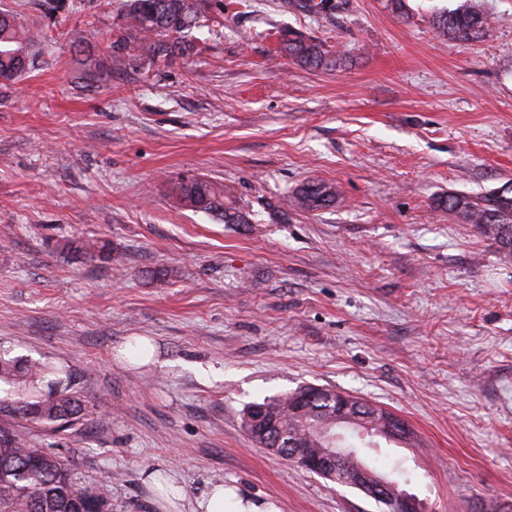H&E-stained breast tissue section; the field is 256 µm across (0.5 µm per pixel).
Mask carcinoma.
I'll use <instances>...</instances> for the list:
<instances>
[{"label": "carcinoma", "mask_w": 512, "mask_h": 512, "mask_svg": "<svg viewBox=\"0 0 512 512\" xmlns=\"http://www.w3.org/2000/svg\"><path fill=\"white\" fill-rule=\"evenodd\" d=\"M201 0H130L128 22L121 37L112 42L116 65L147 50L156 58H166L174 50L190 49L185 34L199 27ZM435 27L459 40H472L488 27V17L473 0H462L455 9L434 17ZM37 34L20 25L7 11L0 12V82H13L32 61L29 56ZM282 50L294 61L312 68L330 63L327 53L314 41L290 34L282 40ZM181 201L186 205L224 218L226 224H246L245 214L224 193L206 180L181 184ZM332 192L324 184L304 187L295 205L304 209L325 206ZM448 211L464 223L472 224L499 245L512 246V191H497L474 201L465 195L448 196ZM0 381L9 386V397L0 398V411H10L30 422L55 425L75 420L82 412L81 400L63 390L43 395L39 390L42 369L37 362L21 367L0 352ZM302 391L263 399L261 405L283 417L288 428L307 439L310 447H321L320 436L302 420L288 414V401ZM107 497L102 489L88 491L76 487L68 461L47 448H31L16 431L0 432V512H104Z\"/></svg>", "instance_id": "obj_1"}]
</instances>
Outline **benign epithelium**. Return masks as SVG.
Wrapping results in <instances>:
<instances>
[{"label":"benign epithelium","instance_id":"obj_1","mask_svg":"<svg viewBox=\"0 0 512 512\" xmlns=\"http://www.w3.org/2000/svg\"><path fill=\"white\" fill-rule=\"evenodd\" d=\"M371 416L375 418L372 426L384 436L399 438L408 431L405 422L395 415L385 411L381 413L374 406L368 408L348 396H342L337 400L330 423H314L321 432L322 441L327 444V447L318 449L315 454L302 443L288 439V432L267 415L264 406L251 407L246 415L245 428L251 438L271 451L288 456L308 472L332 481L338 479L371 499L396 502L399 504V512H421L417 498L406 491H398L395 483L370 472L363 465L355 464L346 474L339 469L340 464L348 458L355 457L356 452L351 448L335 447V437L329 435L331 428L337 424H363Z\"/></svg>","mask_w":512,"mask_h":512}]
</instances>
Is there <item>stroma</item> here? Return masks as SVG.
<instances>
[{
	"label": "stroma",
	"instance_id": "35a3bbf8",
	"mask_svg": "<svg viewBox=\"0 0 512 512\" xmlns=\"http://www.w3.org/2000/svg\"><path fill=\"white\" fill-rule=\"evenodd\" d=\"M404 3L202 0L193 51L117 69L128 0H0L41 34L0 84V347L84 403L0 429L106 486L107 512H163L152 473L262 512H379L244 430L247 404L307 385L406 421L369 463L426 512H512V256L447 206L512 185V0H476L470 41L433 24L459 0ZM290 33L332 67L283 56ZM196 177L247 223L181 203ZM313 182L329 205L294 206ZM145 339L158 365L126 358Z\"/></svg>",
	"mask_w": 512,
	"mask_h": 512
}]
</instances>
